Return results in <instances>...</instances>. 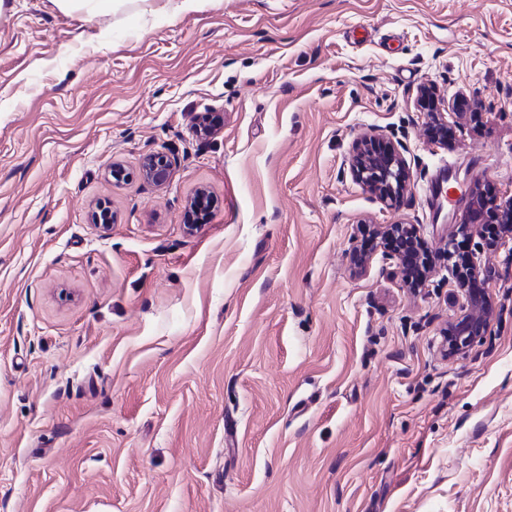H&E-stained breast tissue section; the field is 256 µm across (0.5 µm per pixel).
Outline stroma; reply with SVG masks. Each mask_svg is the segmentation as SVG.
<instances>
[{
	"label": "stroma",
	"instance_id": "35a3bbf8",
	"mask_svg": "<svg viewBox=\"0 0 512 512\" xmlns=\"http://www.w3.org/2000/svg\"><path fill=\"white\" fill-rule=\"evenodd\" d=\"M0 102V512H512V238L450 358L447 269L410 292L363 233L436 250L473 182L512 197V0H0ZM373 129L412 174L394 207L349 171ZM53 5L66 14H79L92 21L102 15L114 14L122 7L131 8L136 14L141 12L139 4L147 0H51ZM420 97L424 109H433V112H429L432 121L427 126V135L429 139L440 145H448V142H450L454 137L455 131L451 125H448L447 122L440 120L434 115V113H437L434 112V110L440 101L436 92L432 89H423L420 92ZM172 161L163 153L146 154L141 164L142 176L156 185H164L170 178Z\"/></svg>",
	"mask_w": 512,
	"mask_h": 512
}]
</instances>
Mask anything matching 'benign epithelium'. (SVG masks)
Segmentation results:
<instances>
[{"instance_id":"7a95c632","label":"benign epithelium","mask_w":512,"mask_h":512,"mask_svg":"<svg viewBox=\"0 0 512 512\" xmlns=\"http://www.w3.org/2000/svg\"><path fill=\"white\" fill-rule=\"evenodd\" d=\"M427 135L431 141L446 145L455 131L434 116L427 126ZM348 164L353 179L387 206L400 202L412 178L399 148L378 134L355 140ZM171 170L172 161L163 153H149L142 160V176L156 185L167 183ZM486 224H500L503 234L512 235V198L503 199L477 182L470 188L466 208L442 250V257L449 261L448 274L459 288V292L449 295L450 302L459 305L458 314L442 334L444 352L450 357L465 355L487 334L493 320L494 312L485 288L488 269L481 262V248L462 258L457 241L459 237L470 240L480 235ZM376 235L386 256L396 259L406 287L415 290L422 287L424 280L415 278L414 274L431 263L433 253L417 225L385 224L376 229Z\"/></svg>"}]
</instances>
